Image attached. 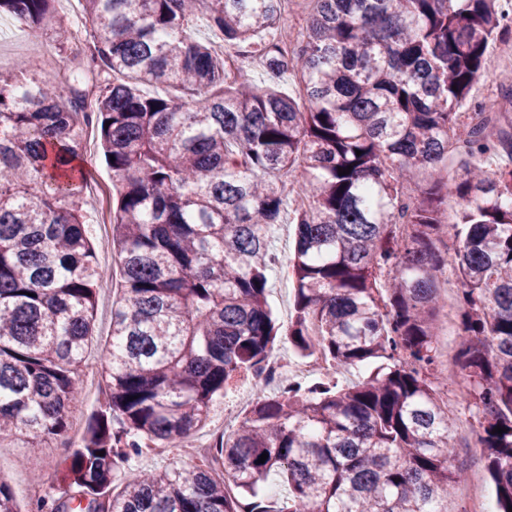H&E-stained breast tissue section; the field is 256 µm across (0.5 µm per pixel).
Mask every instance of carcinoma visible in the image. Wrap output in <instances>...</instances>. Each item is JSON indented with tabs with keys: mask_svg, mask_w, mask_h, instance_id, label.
<instances>
[{
	"mask_svg": "<svg viewBox=\"0 0 512 512\" xmlns=\"http://www.w3.org/2000/svg\"><path fill=\"white\" fill-rule=\"evenodd\" d=\"M56 2L0 0V13L43 35ZM80 2L88 60L52 84L27 65L0 74V431L31 444L65 436L81 402L104 276L76 165L85 125L115 191L108 393L65 466L39 476L38 512H448L462 470L431 381L447 238L455 368L509 512L512 113L495 100L467 123L460 112L489 45L512 31L505 0H308L294 39L283 0ZM202 9L224 46L263 59L266 85L191 36ZM287 73L297 98L279 90ZM455 155L450 209L441 164ZM298 170L310 205L293 210L284 331L267 301L270 234ZM282 341L366 372L348 386L258 385L200 463L128 471L144 447H180ZM271 474L288 488L275 503L259 494ZM0 512H18L3 480Z\"/></svg>",
	"mask_w": 512,
	"mask_h": 512,
	"instance_id": "1",
	"label": "carcinoma"
}]
</instances>
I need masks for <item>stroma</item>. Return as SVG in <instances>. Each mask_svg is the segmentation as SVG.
Wrapping results in <instances>:
<instances>
[{
    "label": "stroma",
    "mask_w": 512,
    "mask_h": 512,
    "mask_svg": "<svg viewBox=\"0 0 512 512\" xmlns=\"http://www.w3.org/2000/svg\"><path fill=\"white\" fill-rule=\"evenodd\" d=\"M78 43L58 49L48 38H33L11 15H0V72H14L19 61H27L42 79H53L63 63L83 57ZM79 164L85 174V208L90 223L88 236L95 247L98 262L105 272L97 290L92 338L86 353V367L105 370L104 354L109 348L112 326V308L120 295L119 260L112 249V174L102 159L95 128L84 129L82 156ZM295 242L292 210H284L271 238L270 248L278 257L269 273V305L280 325H287L292 313L293 279L287 268L288 254ZM254 398L251 380L233 383L216 397L211 417L203 428L196 431L192 442L200 448L209 447L215 432L235 427L250 408ZM69 449L62 440L29 444L19 433L0 436V479L12 488L22 512H29L37 496L36 475L48 474L60 468Z\"/></svg>",
    "instance_id": "obj_1"
}]
</instances>
